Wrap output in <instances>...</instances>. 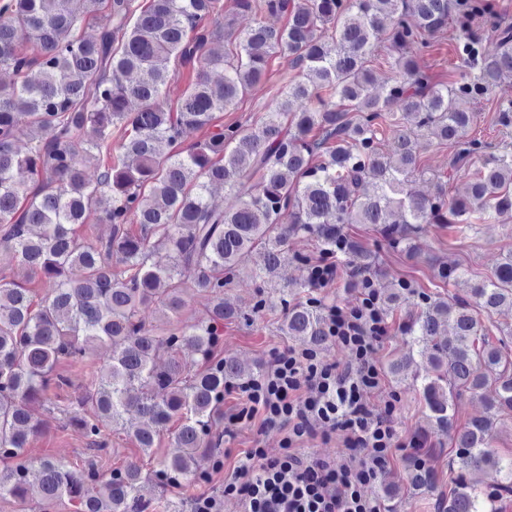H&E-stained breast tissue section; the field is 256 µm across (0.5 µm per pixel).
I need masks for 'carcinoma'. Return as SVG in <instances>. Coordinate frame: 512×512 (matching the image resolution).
Instances as JSON below:
<instances>
[{
    "label": "carcinoma",
    "mask_w": 512,
    "mask_h": 512,
    "mask_svg": "<svg viewBox=\"0 0 512 512\" xmlns=\"http://www.w3.org/2000/svg\"><path fill=\"white\" fill-rule=\"evenodd\" d=\"M4 0L0 5V498L25 502L37 489L45 505L65 500L74 512H150L157 489L206 483L197 456L219 447L224 387L248 380L231 355H221L224 319L259 314L224 309V287L248 270L264 283L290 255L289 240L313 239L319 252L355 269L383 270L375 254L351 236L369 224L391 248L424 255L429 224L464 233L512 215V149L487 158L462 195L448 181L434 191L411 188L420 173L407 127L425 130L453 148L450 170L468 166L486 143L471 135L474 106H491L496 124L512 127V98L498 93L512 75V24L490 0H234L238 14L263 10L286 17L274 28L257 23L224 40V0ZM98 25L97 36L81 33ZM453 32L455 75L427 65L443 32ZM292 57L297 73L275 108L255 127L218 123V113L261 85L268 62ZM388 69L380 77L372 61ZM194 77L166 107L179 67ZM214 67L224 70L219 81ZM187 129H207L180 146ZM392 134L384 139L385 131ZM37 131L23 152L16 146ZM97 160V178L85 177ZM224 189L225 205L210 204ZM137 224L139 231L128 228ZM110 227L103 239L86 231ZM80 277H71L73 269ZM41 275V292L27 287ZM211 301L207 320L172 324L158 334L140 319L144 306L180 315L187 287ZM283 335L319 346L327 341L319 299H294L280 289ZM404 335L419 359H397L389 374L420 387L431 429L416 443L413 484L436 480L428 461L431 437L450 436L458 469L448 477L443 512H497L512 493V453L491 449L497 420L512 415V358L486 339L479 314L512 305V251L479 280L470 298L421 295ZM106 345L109 363L92 366L70 405L55 410L98 453L108 431L130 410L146 422L126 428L142 452L154 453L160 433L177 423L160 469L146 475L135 462L101 479L90 456L80 469L28 458L42 428L33 406L50 386L69 381L57 364H82ZM169 359L156 364L160 351ZM488 385V414L461 429L453 407L465 392ZM91 407L94 417L81 409ZM494 469L498 485L469 475Z\"/></svg>",
    "instance_id": "obj_1"
}]
</instances>
